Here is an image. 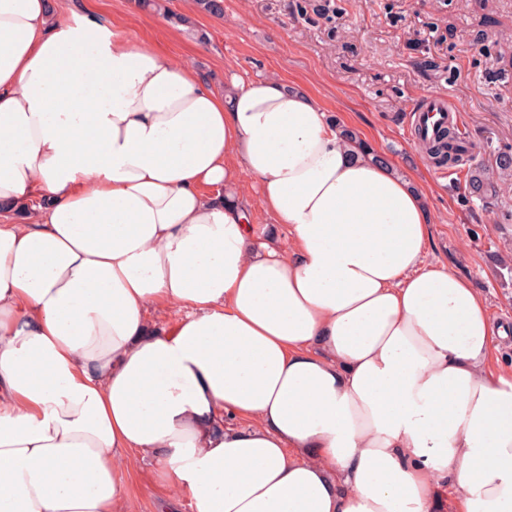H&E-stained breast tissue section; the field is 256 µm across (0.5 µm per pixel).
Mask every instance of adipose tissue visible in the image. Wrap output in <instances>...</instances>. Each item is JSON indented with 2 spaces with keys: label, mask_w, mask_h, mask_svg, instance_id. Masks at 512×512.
I'll return each mask as SVG.
<instances>
[{
  "label": "adipose tissue",
  "mask_w": 512,
  "mask_h": 512,
  "mask_svg": "<svg viewBox=\"0 0 512 512\" xmlns=\"http://www.w3.org/2000/svg\"><path fill=\"white\" fill-rule=\"evenodd\" d=\"M430 224L312 95L0 0V512H129L145 457L194 512H512V332Z\"/></svg>",
  "instance_id": "obj_1"
}]
</instances>
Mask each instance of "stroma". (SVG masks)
<instances>
[{"mask_svg": "<svg viewBox=\"0 0 512 512\" xmlns=\"http://www.w3.org/2000/svg\"><path fill=\"white\" fill-rule=\"evenodd\" d=\"M64 6L76 22L93 10L102 24H121L132 44L160 42L216 91L236 76L275 75L314 95L401 175L424 183L426 262L469 279L492 318L512 326V171H496L499 155L512 154V0H224L220 18L193 0H167V13L189 19L167 38V13L137 0ZM434 96L459 108L474 163L495 171L487 198L468 195L466 166H435L417 147L410 118ZM128 488L131 512H192L188 498L165 501L151 459Z\"/></svg>", "mask_w": 512, "mask_h": 512, "instance_id": "1", "label": "stroma"}]
</instances>
